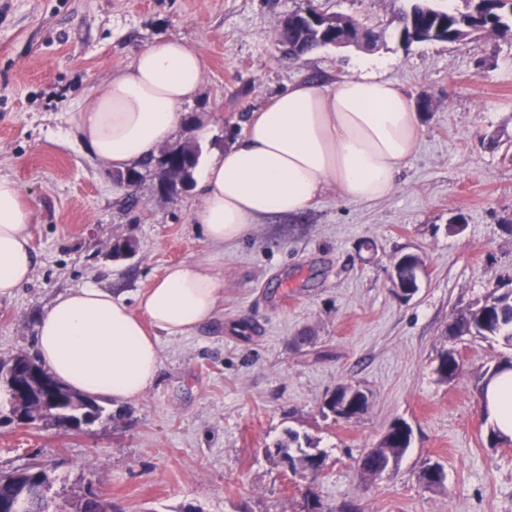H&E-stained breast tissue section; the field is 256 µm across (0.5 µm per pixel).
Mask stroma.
I'll use <instances>...</instances> for the list:
<instances>
[{"label":"stroma","mask_w":512,"mask_h":512,"mask_svg":"<svg viewBox=\"0 0 512 512\" xmlns=\"http://www.w3.org/2000/svg\"><path fill=\"white\" fill-rule=\"evenodd\" d=\"M309 0H0V176L33 206L32 276L0 299V361L36 355L35 325L61 294L85 287L129 306L168 265L213 254L224 302L187 336L159 333L157 376L140 397L104 401L80 434L8 418L0 383V471L53 462L55 512L93 486L117 512H300L317 497L333 512H512V444L489 447L479 377L512 346L452 336L455 314L493 284H512V43L477 34L459 43L403 45L391 37V0H310L328 15L387 31L365 49L320 47L283 58L282 20ZM180 37L205 60L199 96L185 105L177 142L201 158L221 152L295 82L330 85L365 55L421 121L415 157L394 190L371 204L337 186L295 217L271 215L235 245L213 250L192 219L196 184L162 192L145 174L134 207L107 163L89 158L61 119L135 52ZM463 217L460 231L449 223ZM130 238L136 251L113 256ZM419 254L426 273L401 297L396 256ZM458 375L436 373L444 351ZM342 384L363 389L366 411L323 418ZM413 431L397 468L362 478L361 457L393 422ZM327 455L300 478L266 460L286 431ZM446 478L430 488L424 463Z\"/></svg>","instance_id":"stroma-1"}]
</instances>
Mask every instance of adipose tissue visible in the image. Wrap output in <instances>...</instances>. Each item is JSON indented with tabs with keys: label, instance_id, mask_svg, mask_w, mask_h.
Listing matches in <instances>:
<instances>
[{
	"label": "adipose tissue",
	"instance_id": "obj_1",
	"mask_svg": "<svg viewBox=\"0 0 512 512\" xmlns=\"http://www.w3.org/2000/svg\"><path fill=\"white\" fill-rule=\"evenodd\" d=\"M202 55L178 38L143 46L129 65L72 102L70 131L90 157L127 169L178 130L180 109L197 97ZM420 118L397 84L373 72L330 85L298 82L253 113L241 134L203 166L202 204L193 218L221 248L264 217L311 208L336 185L352 202L388 196L414 158ZM33 207L0 177V298L26 282L35 260ZM224 280L211 257L168 267L130 308L112 293L79 288L58 296L36 324L40 362L64 386L95 399L129 401L154 381L160 363L146 324L187 335L216 317ZM491 422L512 435V371L488 387Z\"/></svg>",
	"mask_w": 512,
	"mask_h": 512
}]
</instances>
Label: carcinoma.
I'll return each mask as SVG.
<instances>
[{
	"mask_svg": "<svg viewBox=\"0 0 512 512\" xmlns=\"http://www.w3.org/2000/svg\"><path fill=\"white\" fill-rule=\"evenodd\" d=\"M464 11L442 7L437 0H394L393 34L401 31L409 32L413 27L425 33L421 41H440L448 43L461 42L476 32H490L497 37L512 42V0H466ZM336 30L319 32L307 24L297 10L288 15L287 26L278 33V41L288 47L285 55L298 58L301 55L321 46L336 41L337 33L346 26L356 29L351 18L334 15ZM176 156L182 169V178L189 181L193 169L198 162V148L193 142H185L175 147H165L159 154L139 163V168H132L115 176L116 182L126 189V196L134 199L136 190L129 185L143 179L144 172L152 171L157 178L165 174L168 159ZM420 257L415 254H404L397 259L398 277L401 293L405 297L413 295L417 290L416 266ZM450 328L462 334L483 337H501L512 343V289L505 291L498 286L488 287L486 295L458 311ZM460 364L453 352L440 354L437 369L439 378L448 381L455 378ZM368 397L360 390H353L343 384L336 388L324 401L321 412L323 415H339L344 420L356 417L367 406ZM412 444V430L404 424L393 425L379 443L368 451L360 462L361 474L367 478H377L386 472L390 460L400 461ZM268 459L278 466L288 464L296 470L307 472L319 471L326 459L322 451L315 452L311 446H302L298 435L289 431L285 439L273 447L265 449ZM50 472L53 479H58L56 469L46 463H34L23 470L0 474V504L11 503L15 512H52L51 498L38 490L36 477ZM420 480L429 488L437 487L443 480V473L437 465H424L420 472Z\"/></svg>",
	"mask_w": 512,
	"mask_h": 512,
	"instance_id": "cac0c4a2",
	"label": "carcinoma"
}]
</instances>
